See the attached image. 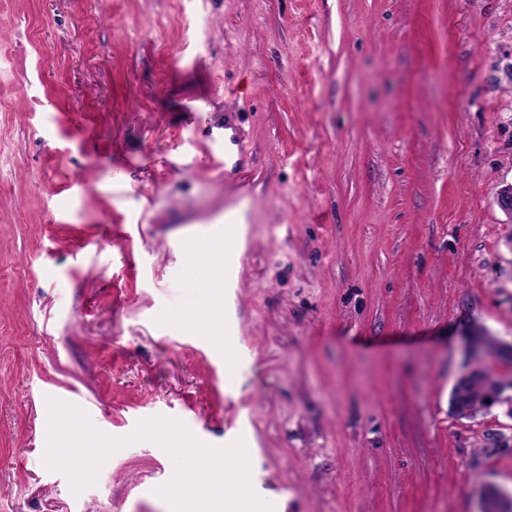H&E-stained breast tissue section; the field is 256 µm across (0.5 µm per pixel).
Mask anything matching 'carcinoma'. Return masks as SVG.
<instances>
[{
	"instance_id": "cac0c4a2",
	"label": "carcinoma",
	"mask_w": 512,
	"mask_h": 512,
	"mask_svg": "<svg viewBox=\"0 0 512 512\" xmlns=\"http://www.w3.org/2000/svg\"><path fill=\"white\" fill-rule=\"evenodd\" d=\"M512 388V379L497 377L489 371L470 370L452 389L450 411L457 418L475 419L493 407V397ZM483 512H512L504 506L499 490L488 487L481 491Z\"/></svg>"
}]
</instances>
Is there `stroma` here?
Returning a JSON list of instances; mask_svg holds the SVG:
<instances>
[{
    "label": "stroma",
    "mask_w": 512,
    "mask_h": 512,
    "mask_svg": "<svg viewBox=\"0 0 512 512\" xmlns=\"http://www.w3.org/2000/svg\"><path fill=\"white\" fill-rule=\"evenodd\" d=\"M511 63L512 0H0V512L172 510L159 447L48 470L50 397L250 439L285 512L512 492V418L449 410L473 327L512 342ZM228 216L213 340L169 315Z\"/></svg>",
    "instance_id": "35a3bbf8"
}]
</instances>
